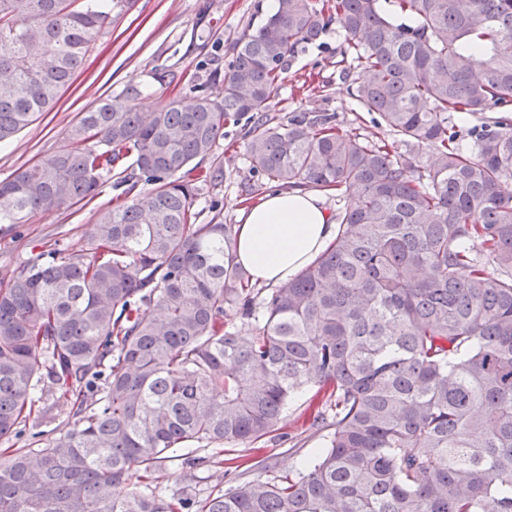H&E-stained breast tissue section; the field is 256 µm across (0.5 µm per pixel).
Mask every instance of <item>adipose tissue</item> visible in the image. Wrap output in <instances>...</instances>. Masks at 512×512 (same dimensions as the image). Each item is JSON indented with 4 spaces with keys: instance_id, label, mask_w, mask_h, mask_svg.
<instances>
[{
    "instance_id": "1",
    "label": "adipose tissue",
    "mask_w": 512,
    "mask_h": 512,
    "mask_svg": "<svg viewBox=\"0 0 512 512\" xmlns=\"http://www.w3.org/2000/svg\"><path fill=\"white\" fill-rule=\"evenodd\" d=\"M237 256L252 280L276 286L309 266L336 236V224L319 191H278L241 208Z\"/></svg>"
}]
</instances>
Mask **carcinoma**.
<instances>
[{
  "label": "carcinoma",
  "instance_id": "1",
  "mask_svg": "<svg viewBox=\"0 0 512 512\" xmlns=\"http://www.w3.org/2000/svg\"><path fill=\"white\" fill-rule=\"evenodd\" d=\"M277 2H256L192 106L142 111L127 86L81 113L72 148L0 181V231L114 171L123 188L87 246L43 249L0 285V440L38 442L0 454V512H512V0ZM124 6L0 0V142L58 104ZM333 21L352 94L401 148L333 113L270 116ZM458 113L481 122L464 133ZM242 121L260 178L242 203L272 183L348 200L329 247L266 294L234 225L193 210ZM306 391L326 447L249 478L236 448L275 437ZM61 402L70 427L51 433ZM194 443L223 446L231 483L156 493Z\"/></svg>",
  "mask_w": 512,
  "mask_h": 512
}]
</instances>
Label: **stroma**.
<instances>
[{
    "mask_svg": "<svg viewBox=\"0 0 512 512\" xmlns=\"http://www.w3.org/2000/svg\"><path fill=\"white\" fill-rule=\"evenodd\" d=\"M254 0H131L121 11H113L107 35L91 50L73 85L65 90L57 106L38 115L24 130L0 144V180L10 178L21 166L41 156L68 148V129L80 112L100 99L119 94L126 86L141 90L139 104L145 109L163 106L169 98L191 101L190 80L206 81L214 69L225 68L227 51L253 11ZM345 46L338 23H331L314 44L300 52L288 72L281 94L270 108L284 121L300 112L335 114L342 129L359 128L371 139H389L385 127L371 113L361 111L343 79L339 60ZM170 74L168 84H159L156 72ZM245 129L228 125L217 148L224 158V183L199 196L194 207L202 220L220 213L224 222L236 223L241 206L240 185L250 177L245 156ZM114 187H104L92 199L48 215H36L0 235V282L28 261L36 245L79 249L99 210L111 207ZM291 406L283 419L282 435L263 443L271 471L297 467L322 447L323 436L299 418ZM158 491L171 496L191 491L206 497L215 479L210 471L191 469L173 462L164 466L155 481Z\"/></svg>",
    "mask_w": 512,
    "mask_h": 512,
    "instance_id": "stroma-1",
    "label": "stroma"
}]
</instances>
